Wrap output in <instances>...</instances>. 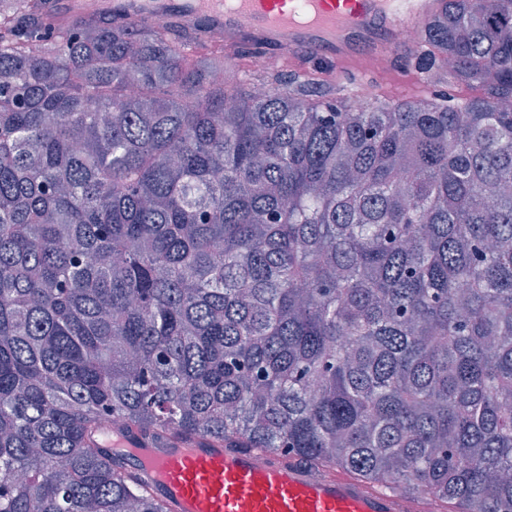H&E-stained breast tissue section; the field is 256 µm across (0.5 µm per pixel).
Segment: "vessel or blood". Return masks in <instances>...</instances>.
<instances>
[{
	"label": "vessel or blood",
	"mask_w": 512,
	"mask_h": 512,
	"mask_svg": "<svg viewBox=\"0 0 512 512\" xmlns=\"http://www.w3.org/2000/svg\"><path fill=\"white\" fill-rule=\"evenodd\" d=\"M130 22L207 20L223 29L230 48L281 57L314 50L329 61L354 62L361 50L400 47L401 34L423 28L439 0H106ZM168 512H397L398 493L345 472L312 477L308 466L276 451L224 448L209 440L143 444L110 431Z\"/></svg>",
	"instance_id": "vessel-or-blood-1"
}]
</instances>
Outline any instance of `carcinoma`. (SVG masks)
Masks as SVG:
<instances>
[{
	"mask_svg": "<svg viewBox=\"0 0 512 512\" xmlns=\"http://www.w3.org/2000/svg\"><path fill=\"white\" fill-rule=\"evenodd\" d=\"M387 102L0 0V512H167L100 430L512 512V0Z\"/></svg>",
	"mask_w": 512,
	"mask_h": 512,
	"instance_id": "cac0c4a2",
	"label": "carcinoma"
}]
</instances>
